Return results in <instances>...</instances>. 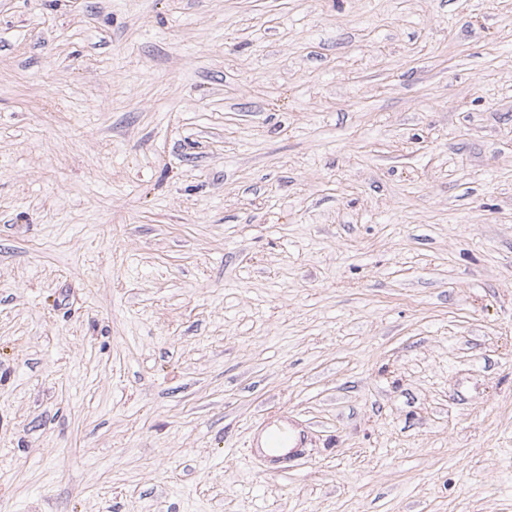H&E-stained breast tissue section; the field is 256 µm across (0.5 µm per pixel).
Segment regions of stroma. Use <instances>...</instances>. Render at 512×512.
Instances as JSON below:
<instances>
[{
  "label": "stroma",
  "instance_id": "1",
  "mask_svg": "<svg viewBox=\"0 0 512 512\" xmlns=\"http://www.w3.org/2000/svg\"><path fill=\"white\" fill-rule=\"evenodd\" d=\"M0 512H512V0H0ZM307 438L305 428L288 416L276 427L261 421L252 426L249 455L273 464L296 459L302 454V448H306Z\"/></svg>",
  "mask_w": 512,
  "mask_h": 512
}]
</instances>
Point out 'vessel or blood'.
<instances>
[{"label": "vessel or blood", "instance_id": "b4317fda", "mask_svg": "<svg viewBox=\"0 0 512 512\" xmlns=\"http://www.w3.org/2000/svg\"><path fill=\"white\" fill-rule=\"evenodd\" d=\"M306 442L305 428L292 420H283L275 427L261 421L251 429L249 455L256 460L278 464L298 458Z\"/></svg>", "mask_w": 512, "mask_h": 512}]
</instances>
